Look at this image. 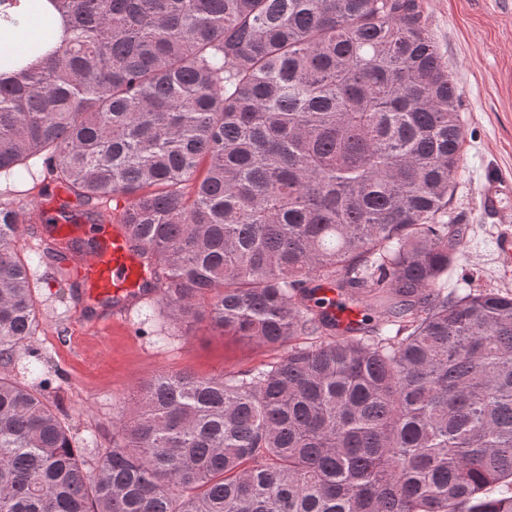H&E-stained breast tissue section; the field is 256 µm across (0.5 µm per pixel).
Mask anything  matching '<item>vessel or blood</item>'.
<instances>
[{"label": "vessel or blood", "mask_w": 512, "mask_h": 512, "mask_svg": "<svg viewBox=\"0 0 512 512\" xmlns=\"http://www.w3.org/2000/svg\"><path fill=\"white\" fill-rule=\"evenodd\" d=\"M509 197L511 182L490 180L482 188L483 207L494 214H502V203ZM83 230L87 236L97 238L103 248L92 259H77L74 275L81 281L87 300L111 298L112 316H121L142 298V286L149 274L130 247L122 225L106 220L84 225Z\"/></svg>", "instance_id": "b4317fda"}]
</instances>
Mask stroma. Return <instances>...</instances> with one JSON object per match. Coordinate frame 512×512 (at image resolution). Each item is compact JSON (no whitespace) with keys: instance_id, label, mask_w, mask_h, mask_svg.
I'll return each mask as SVG.
<instances>
[{"instance_id":"35a3bbf8","label":"stroma","mask_w":512,"mask_h":512,"mask_svg":"<svg viewBox=\"0 0 512 512\" xmlns=\"http://www.w3.org/2000/svg\"><path fill=\"white\" fill-rule=\"evenodd\" d=\"M420 2L457 84L467 132L451 213L468 228L470 245L451 277L473 271L478 285L512 293V265L503 264L495 249L504 226L481 211L486 180H512V0ZM33 293L39 325L28 340L29 355L12 362L7 374L27 386L50 379V400L78 448L110 446L126 402L157 372L219 376L273 363L282 354L220 335L205 321L185 329L167 320L154 298L127 317L98 325L71 288L57 284L46 261L35 269Z\"/></svg>"}]
</instances>
